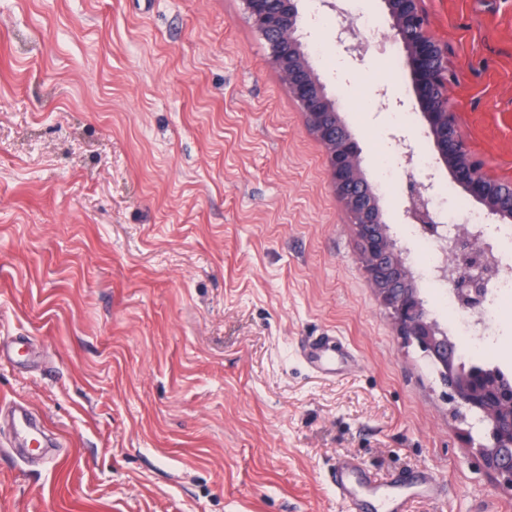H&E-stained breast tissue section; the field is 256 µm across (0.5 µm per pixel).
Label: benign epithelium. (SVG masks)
<instances>
[{
	"mask_svg": "<svg viewBox=\"0 0 512 512\" xmlns=\"http://www.w3.org/2000/svg\"><path fill=\"white\" fill-rule=\"evenodd\" d=\"M242 2L248 21L269 45V64L299 106L309 134L324 151L329 182L355 230L368 286L387 310L396 334L427 350L440 373L448 378L454 399L480 414L490 430V439L475 452L484 467L511 491L512 400H500L494 386L484 378L459 376L448 360V337L428 312L416 274L391 236L380 198L362 166L358 141L342 118L338 100L328 95L325 82L298 38V0ZM424 2L384 0L394 37L405 47V63L414 82V106L422 112L428 137L451 178L488 215L500 223H511L512 180L487 175L483 161L471 151L461 131L448 94L453 82L448 45L433 33ZM336 46L352 59H361L366 52V44L349 23L336 29ZM427 190L424 185H414L404 211L406 218L426 228L431 225ZM454 244L468 258L455 287L462 292L463 301L476 306L484 294L478 259L483 239L464 228L455 236Z\"/></svg>",
	"mask_w": 512,
	"mask_h": 512,
	"instance_id": "benign-epithelium-1",
	"label": "benign epithelium"
}]
</instances>
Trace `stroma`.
I'll list each match as a JSON object with an SVG mask.
<instances>
[{"label": "stroma", "mask_w": 512, "mask_h": 512, "mask_svg": "<svg viewBox=\"0 0 512 512\" xmlns=\"http://www.w3.org/2000/svg\"><path fill=\"white\" fill-rule=\"evenodd\" d=\"M455 72L452 106L486 170L512 179V0H425ZM305 50L371 181L423 149L444 210L466 193L437 163L382 0L368 52L337 48L299 0ZM241 0H0V401L60 438L27 460L0 411V512H341L328 474L429 471L408 512H512L461 407L368 287L319 144ZM419 252L406 195L382 198ZM340 337L330 380L298 355Z\"/></svg>", "instance_id": "1"}]
</instances>
